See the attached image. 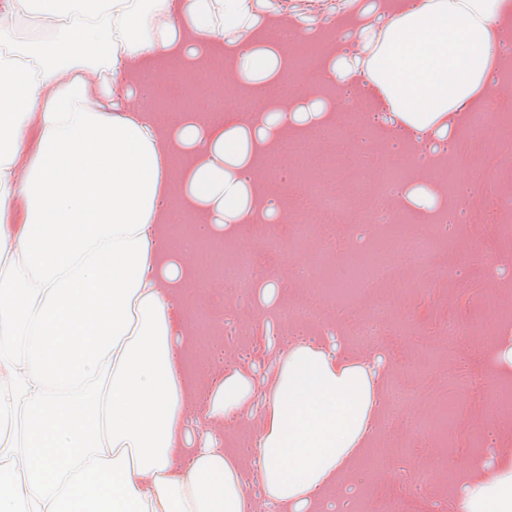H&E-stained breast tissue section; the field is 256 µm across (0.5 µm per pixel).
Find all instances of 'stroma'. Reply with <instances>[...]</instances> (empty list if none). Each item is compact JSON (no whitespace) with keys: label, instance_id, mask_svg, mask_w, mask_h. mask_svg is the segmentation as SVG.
Here are the masks:
<instances>
[{"label":"stroma","instance_id":"35a3bbf8","mask_svg":"<svg viewBox=\"0 0 512 512\" xmlns=\"http://www.w3.org/2000/svg\"><path fill=\"white\" fill-rule=\"evenodd\" d=\"M341 122L350 128L351 163L328 173L327 180L351 196L369 178L356 160L372 141L393 143L401 153L410 146L375 123L372 113L359 123L345 114ZM481 144V134L461 130L443 163L468 220L433 224L419 210L391 204L402 222L387 225V235L393 238L405 229L434 242L444 252L445 265L411 271L404 286L379 290L387 302L384 330L400 337V348L386 349L378 336L341 334L361 358L385 363L387 403L366 458L332 486L324 512H339L345 504L352 512H456L462 469L490 466L512 453V374H500L493 364L496 347L512 342V239L503 236L499 225L479 218L481 212L499 210L502 186H512V156L499 160L488 151L481 164L461 165V156ZM273 231L281 243L276 257L267 253L266 241L248 230L226 241L225 257L250 258V272L241 279L218 266L209 269L193 293L200 336L189 351L193 359L264 382L272 377L276 349L285 348L305 325L258 319L263 274L284 266L289 287L334 290L337 301L349 302V314L357 317H371L373 308V299L347 295V284L357 277L347 249L337 250L335 262L324 268L315 241L294 239L292 226L283 222L275 223ZM463 358L476 366L479 388L453 384Z\"/></svg>","mask_w":512,"mask_h":512}]
</instances>
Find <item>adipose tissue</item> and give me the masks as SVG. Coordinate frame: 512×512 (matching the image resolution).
<instances>
[{"mask_svg":"<svg viewBox=\"0 0 512 512\" xmlns=\"http://www.w3.org/2000/svg\"><path fill=\"white\" fill-rule=\"evenodd\" d=\"M258 6L0 0V415L18 421L0 512H253L259 496L272 512H321L376 434L383 363L334 331L296 337L260 393L228 371L199 394L184 358L197 254L277 215L258 160L335 119L307 94L231 124L156 111L164 60L202 43L259 93L285 80L289 51ZM32 15L49 37L18 36ZM383 19L353 29L366 55L334 42L316 81L370 98L432 171V138L454 139L512 67V0H404ZM223 32L239 38L219 43ZM98 70L108 80L90 83ZM200 398L217 420L258 402L259 431L236 453L220 431L194 435ZM457 499L458 512H512V459L465 476Z\"/></svg>","mask_w":512,"mask_h":512,"instance_id":"ef3b65f1","label":"adipose tissue"}]
</instances>
